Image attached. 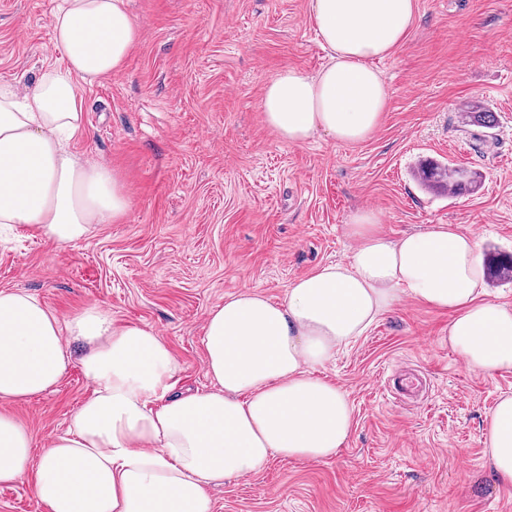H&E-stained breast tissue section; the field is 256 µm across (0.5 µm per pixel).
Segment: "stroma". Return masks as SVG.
<instances>
[{"mask_svg": "<svg viewBox=\"0 0 512 512\" xmlns=\"http://www.w3.org/2000/svg\"><path fill=\"white\" fill-rule=\"evenodd\" d=\"M58 0H0V84L30 86L57 59ZM309 0H129L138 38L123 70L84 87L77 156L119 176L125 220L58 247L0 231V290L37 295L61 320L109 310L154 328L181 365L180 386L208 387L209 311L247 286L273 300L315 268L345 261L357 210L395 238L432 224L475 235L480 254L512 256V0H417L407 38L375 63L389 106L364 143L279 139L259 103L280 69L329 60ZM481 104L490 126L466 122ZM437 160L479 186L437 195L414 177ZM447 312L402 297L320 369L354 410L334 456H271L212 491L213 512H512V490L485 462V430L512 372L467 367L448 345ZM79 367L48 393L0 412L28 428L34 457L90 396ZM0 512H47L33 474L0 484Z\"/></svg>", "mask_w": 512, "mask_h": 512, "instance_id": "35a3bbf8", "label": "stroma"}]
</instances>
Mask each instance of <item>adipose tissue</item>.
<instances>
[{"label":"adipose tissue","mask_w":512,"mask_h":512,"mask_svg":"<svg viewBox=\"0 0 512 512\" xmlns=\"http://www.w3.org/2000/svg\"><path fill=\"white\" fill-rule=\"evenodd\" d=\"M416 10L417 0H309L329 61L274 74L260 100L266 124L293 145L319 133L370 139L389 103L374 62L406 38ZM51 29L59 60L26 91L0 85V224L64 246L130 210L116 173L68 143L84 130L81 84L123 69L138 28L127 0H61ZM348 232L347 261L296 280L283 300L248 287L210 310L204 390L178 389L180 367L153 328L114 324L96 306L63 321L35 295L0 291V400L48 392L75 364L93 388L37 462L25 425L0 413V484L34 472L48 512H213L211 486L270 456H334L354 411L317 371L404 295L451 312L448 345L469 368L512 371V306L483 300L472 234L434 224L392 239L370 210ZM485 443L488 469L512 488V394L497 401Z\"/></svg>","instance_id":"adipose-tissue-1"}]
</instances>
